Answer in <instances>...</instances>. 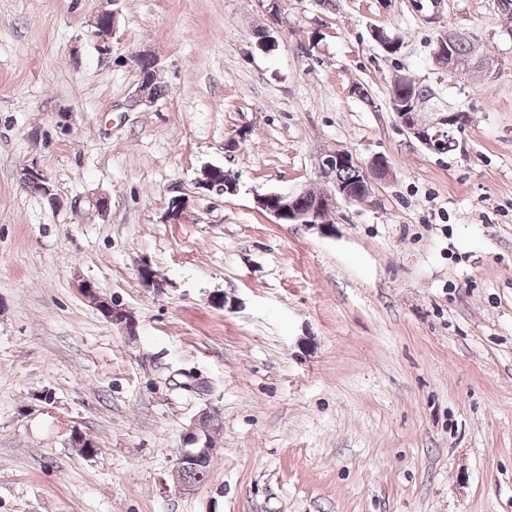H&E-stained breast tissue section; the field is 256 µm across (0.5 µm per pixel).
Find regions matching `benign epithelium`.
Wrapping results in <instances>:
<instances>
[{
	"instance_id": "7a95c632",
	"label": "benign epithelium",
	"mask_w": 512,
	"mask_h": 512,
	"mask_svg": "<svg viewBox=\"0 0 512 512\" xmlns=\"http://www.w3.org/2000/svg\"><path fill=\"white\" fill-rule=\"evenodd\" d=\"M118 10H105L100 17L94 21L93 36L96 38L97 47L101 54L107 55L111 51L113 35L116 33V17ZM435 66L445 70L454 77H465L475 67L482 69L490 76L496 70L497 59L494 54L483 44L475 41L472 43L470 54L465 59L457 57L453 48V37L447 32H442L438 37L436 50L433 52ZM419 107L417 99L392 100V109L395 112L400 124L411 133L420 143L435 152L440 150L441 145L453 138L454 133L461 129L465 122V114L462 112H450L441 116L433 123H423L419 120ZM345 165L358 172V186L351 189L346 183L336 178H331L334 193L310 196L299 207L298 202L305 197V192L294 191L288 193H266L256 196L257 207L270 214L278 222L284 220L293 224H308L322 228L328 227L327 216L336 198L340 197L349 203H364L372 194V186L375 180L382 179L389 175L390 165L386 157L378 155L374 157L367 167L355 163L353 156L346 150H334L325 155L322 166L326 174L334 173L335 169ZM37 182L44 188V199L48 200L50 206L57 202L56 194L49 175L39 168L37 164H27L22 169V183L27 185ZM170 205L167 206L163 216L166 224H178L184 218L185 212L189 209L190 197L181 193L169 198ZM139 277L142 284L147 288H164V280L158 271L148 261H144L139 267ZM81 294L97 309L104 313V317L112 324H123L130 326V323L123 317L122 309L113 305L112 302L101 297L90 281H83L78 284ZM200 418H195L186 428L182 448H180L173 471V480L182 491L192 490V485L185 484L179 479L181 471L189 462H195L199 458L213 455L214 449L202 441L199 434Z\"/></svg>"
}]
</instances>
